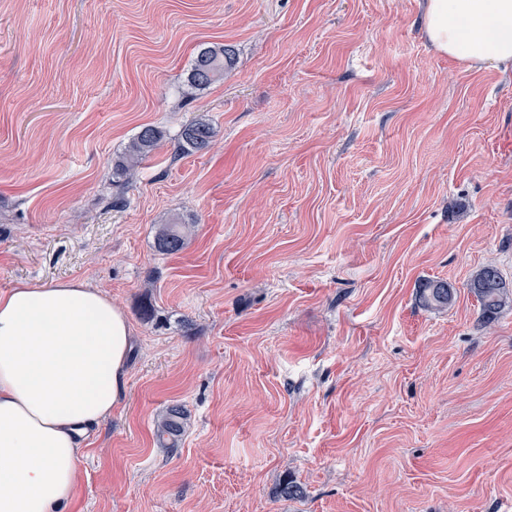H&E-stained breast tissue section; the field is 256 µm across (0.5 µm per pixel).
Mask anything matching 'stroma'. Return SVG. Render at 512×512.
<instances>
[{"mask_svg": "<svg viewBox=\"0 0 512 512\" xmlns=\"http://www.w3.org/2000/svg\"><path fill=\"white\" fill-rule=\"evenodd\" d=\"M422 9L0 0V292L77 279L134 332L65 512L512 502V302L486 321L467 286L489 264L512 283V69L435 52ZM220 45L233 68L182 97ZM200 118L212 147L180 153ZM146 124L163 138L118 188ZM175 218L193 231L161 254ZM432 279L448 308L420 304ZM190 225L179 221L163 224L156 235V248L163 254H176L180 252L188 238ZM454 297V288L444 280H429L420 288L419 298L422 305L433 310L448 308ZM185 411L179 405L169 406L156 424L154 432L161 448H175L184 429Z\"/></svg>", "mask_w": 512, "mask_h": 512, "instance_id": "1", "label": "stroma"}]
</instances>
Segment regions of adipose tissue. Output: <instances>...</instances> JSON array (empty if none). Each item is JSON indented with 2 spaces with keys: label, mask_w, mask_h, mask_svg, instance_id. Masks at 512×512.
I'll use <instances>...</instances> for the list:
<instances>
[{
  "label": "adipose tissue",
  "mask_w": 512,
  "mask_h": 512,
  "mask_svg": "<svg viewBox=\"0 0 512 512\" xmlns=\"http://www.w3.org/2000/svg\"><path fill=\"white\" fill-rule=\"evenodd\" d=\"M433 49L472 68L512 64V0H424ZM131 326L80 280L0 292V512H63L83 436L126 388Z\"/></svg>",
  "instance_id": "adipose-tissue-1"
}]
</instances>
